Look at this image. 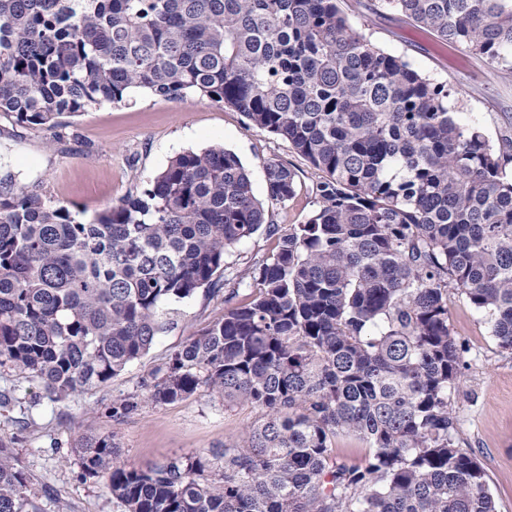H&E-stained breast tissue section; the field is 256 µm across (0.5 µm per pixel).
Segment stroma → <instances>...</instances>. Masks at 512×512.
I'll list each match as a JSON object with an SVG mask.
<instances>
[{
	"label": "stroma",
	"mask_w": 512,
	"mask_h": 512,
	"mask_svg": "<svg viewBox=\"0 0 512 512\" xmlns=\"http://www.w3.org/2000/svg\"><path fill=\"white\" fill-rule=\"evenodd\" d=\"M366 2L338 0V6L374 44L448 83L462 123L479 127L495 143L512 137V71L473 56L464 45L440 41L427 28L398 23L389 8L368 9ZM213 146L240 158L270 223L285 230L305 223L317 209L320 171L281 138L247 128L241 112L199 96L168 101L139 94L130 103L61 115L51 133L19 127L0 114V174L11 172L20 184L42 188L82 220L119 204L176 154ZM272 162L296 173V192L284 204L267 196L265 168ZM274 246V239L256 234L226 256L225 276H240ZM448 310L465 361L449 393L456 438L483 466L497 512H512V351L496 345L464 296L449 295ZM223 313L222 301L201 291L175 303L171 324L125 374L58 402L44 398L37 381L0 374V394L8 396L0 403V437L13 439L17 463L30 475L46 512H125L103 481L79 476L75 449L86 431L116 434L122 460L143 468L223 447L260 419L251 405L227 406L205 392L169 404H143L119 422L106 413L113 399L136 391L172 350Z\"/></svg>",
	"instance_id": "stroma-1"
}]
</instances>
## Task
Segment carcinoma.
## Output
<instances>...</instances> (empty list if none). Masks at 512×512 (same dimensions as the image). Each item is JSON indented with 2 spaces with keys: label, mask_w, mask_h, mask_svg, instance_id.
<instances>
[{
  "label": "carcinoma",
  "mask_w": 512,
  "mask_h": 512,
  "mask_svg": "<svg viewBox=\"0 0 512 512\" xmlns=\"http://www.w3.org/2000/svg\"><path fill=\"white\" fill-rule=\"evenodd\" d=\"M512 70V0H383ZM143 91L229 105L325 178L319 207L267 223L221 146L186 151L121 204L81 221L0 176V369L55 402L141 359L168 305L203 289L224 315L114 401L116 421L200 391L262 419L217 451L139 469L88 433L81 476L125 512H496L456 439L462 356L448 293L512 351V162L452 112L448 85L352 28L336 0H0V114L51 131L62 114ZM270 199L295 172L265 169ZM263 231L272 256L218 288L229 251ZM363 443L360 462L337 442ZM0 438V512H45Z\"/></svg>",
  "instance_id": "1"
}]
</instances>
